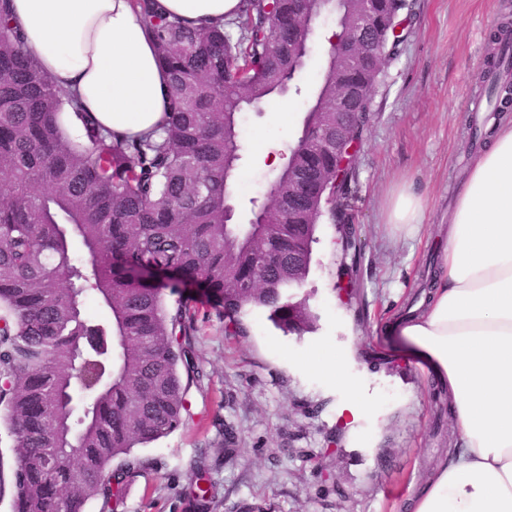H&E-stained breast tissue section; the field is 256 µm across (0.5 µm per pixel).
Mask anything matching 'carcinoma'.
<instances>
[{"label": "carcinoma", "instance_id": "1", "mask_svg": "<svg viewBox=\"0 0 512 512\" xmlns=\"http://www.w3.org/2000/svg\"><path fill=\"white\" fill-rule=\"evenodd\" d=\"M240 0L222 28H192L134 0L169 72L170 119L163 133L118 140L83 113L22 46L9 0H0V426L13 441V512H114L144 466L134 449L184 423L194 362L191 320L167 295L197 283L225 319L246 331L264 309L284 334L313 330L307 280L317 223L344 214L351 193L336 155L321 147L336 131L337 75L354 59L347 18L359 0ZM407 0H389L375 37L382 58L363 72L364 95L345 141L361 136L372 86L398 52L396 19ZM336 15L331 44L297 139L262 208L248 224L229 218L241 158L238 114L292 90L305 66L312 16ZM495 67L512 68L502 25ZM493 111L512 101V84L490 83ZM81 114L67 136L64 108ZM317 169L319 185L294 192L292 174ZM106 308L95 321L88 304ZM195 512H213L216 486L200 465L183 490Z\"/></svg>", "mask_w": 512, "mask_h": 512}]
</instances>
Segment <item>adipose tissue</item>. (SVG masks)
Here are the masks:
<instances>
[{"label":"adipose tissue","instance_id":"adipose-tissue-1","mask_svg":"<svg viewBox=\"0 0 512 512\" xmlns=\"http://www.w3.org/2000/svg\"><path fill=\"white\" fill-rule=\"evenodd\" d=\"M240 0H155L194 27L235 17ZM24 45L103 132H161L167 70L132 0H11ZM423 196L405 187L388 221L418 235ZM446 387L457 448L403 504L404 512H512V122L495 125L448 222L427 307L391 326Z\"/></svg>","mask_w":512,"mask_h":512}]
</instances>
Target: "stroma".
<instances>
[{"mask_svg":"<svg viewBox=\"0 0 512 512\" xmlns=\"http://www.w3.org/2000/svg\"><path fill=\"white\" fill-rule=\"evenodd\" d=\"M412 12L373 89L352 165L350 222L325 216L317 226L304 285L316 331L286 336L252 310L246 334L226 336L206 290L188 286L183 305L196 315L190 338L203 377L190 385L183 426L138 449L148 466L126 486L117 512H189L182 492L202 462L217 484V512L252 501L270 512H401L429 465L456 441L444 393L388 325L407 313L425 269L440 257V228L474 155L470 127L486 117L476 104L489 34L512 13V0H412ZM317 25L321 35L288 112L260 106L239 115L235 223H248L269 189L277 169L267 156L283 157L294 142L328 53L322 34L336 20L327 14ZM405 184L427 202L414 238L387 222ZM316 353L342 355L354 391L309 368ZM352 396L365 410L350 425L340 410Z\"/></svg>","mask_w":512,"mask_h":512,"instance_id":"1","label":"stroma"}]
</instances>
